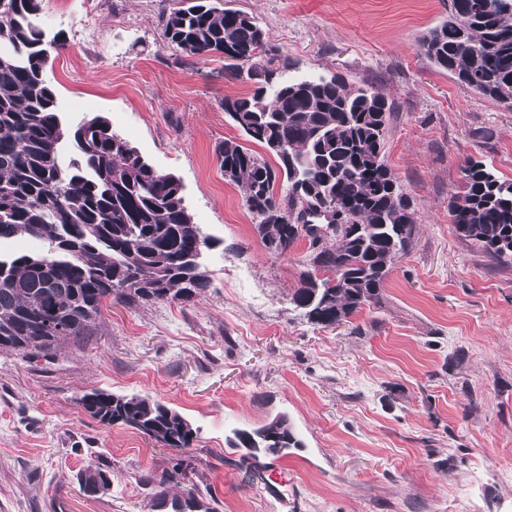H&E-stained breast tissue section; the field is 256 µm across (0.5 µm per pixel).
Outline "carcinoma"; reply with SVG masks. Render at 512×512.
<instances>
[{
  "instance_id": "cac0c4a2",
  "label": "carcinoma",
  "mask_w": 512,
  "mask_h": 512,
  "mask_svg": "<svg viewBox=\"0 0 512 512\" xmlns=\"http://www.w3.org/2000/svg\"><path fill=\"white\" fill-rule=\"evenodd\" d=\"M42 0H0V240L46 245L39 255H0V350L47 356L97 335L103 304L187 303L210 287L205 236L184 205L178 176L156 170L104 116L66 126L47 76L64 32L46 38ZM167 45L188 58L216 55L233 75L247 68L252 90L224 100V111L278 166L236 139L217 148L224 179L242 191L267 249L308 242L301 285L290 302L314 326L346 324L380 304L396 255L408 251L417 218L383 152L393 103L344 78L285 75L268 33L248 17L187 0L165 19ZM420 49L473 93L512 110V0H448V14ZM448 215L457 235L493 260L512 257V180L479 161L461 166ZM285 184L278 191L279 184ZM339 206L353 233L321 226L319 211ZM79 404L104 425L124 423L167 448H189L196 430L179 412L148 397L93 389ZM235 448L278 454L302 447L284 417L236 434ZM183 480L182 496L164 485ZM98 493L109 480L91 460L79 474ZM203 474L181 464L153 493L172 512H218L205 500Z\"/></svg>"
}]
</instances>
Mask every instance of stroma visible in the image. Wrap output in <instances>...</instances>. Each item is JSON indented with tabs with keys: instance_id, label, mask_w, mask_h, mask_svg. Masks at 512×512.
Masks as SVG:
<instances>
[{
	"instance_id": "obj_1",
	"label": "stroma",
	"mask_w": 512,
	"mask_h": 512,
	"mask_svg": "<svg viewBox=\"0 0 512 512\" xmlns=\"http://www.w3.org/2000/svg\"><path fill=\"white\" fill-rule=\"evenodd\" d=\"M179 3L42 0V28L67 38L48 67L63 116L107 117L179 176L215 245L192 302H107L82 347L0 352V512H161L149 482L178 463L203 473L220 512H512V258L490 259L448 217L466 160L512 179V111L420 51L445 0H223L294 72L337 73L394 104L385 158L419 223L380 305L323 329L289 302L306 242L271 254L216 159L240 135L224 100L252 84L166 45ZM93 389L158 400L197 438L177 451L102 424L78 404ZM280 414L302 447L230 446ZM91 459L110 481L95 495L78 480Z\"/></svg>"
}]
</instances>
